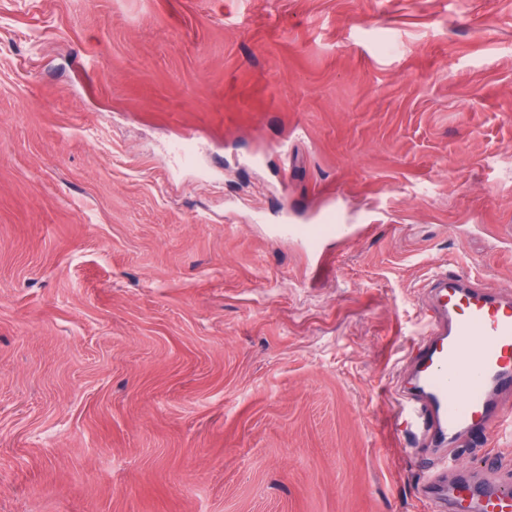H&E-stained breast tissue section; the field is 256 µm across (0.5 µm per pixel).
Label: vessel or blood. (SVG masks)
<instances>
[{
	"label": "vessel or blood",
	"instance_id": "1",
	"mask_svg": "<svg viewBox=\"0 0 512 512\" xmlns=\"http://www.w3.org/2000/svg\"><path fill=\"white\" fill-rule=\"evenodd\" d=\"M424 308L428 329L411 356L399 413L401 432L432 450L420 497L427 512H512V483L445 479L463 436L512 427L503 407L512 393V295L442 270L431 277Z\"/></svg>",
	"mask_w": 512,
	"mask_h": 512
}]
</instances>
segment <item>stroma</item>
<instances>
[{
    "label": "stroma",
    "mask_w": 512,
    "mask_h": 512,
    "mask_svg": "<svg viewBox=\"0 0 512 512\" xmlns=\"http://www.w3.org/2000/svg\"><path fill=\"white\" fill-rule=\"evenodd\" d=\"M440 266L512 291V0H0V512H421Z\"/></svg>",
    "instance_id": "stroma-1"
}]
</instances>
